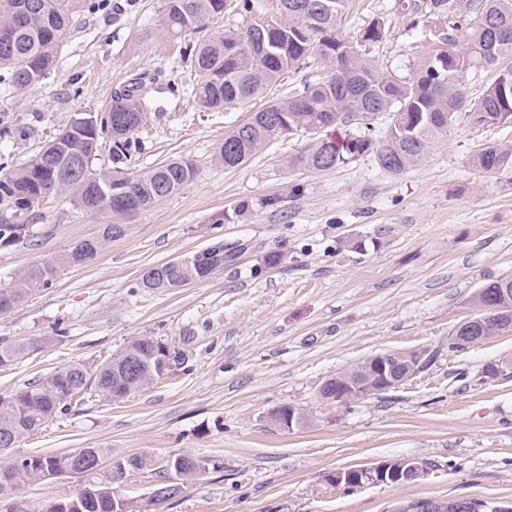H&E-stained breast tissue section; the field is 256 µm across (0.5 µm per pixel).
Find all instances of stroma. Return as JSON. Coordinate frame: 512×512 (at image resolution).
Returning <instances> with one entry per match:
<instances>
[{
    "label": "stroma",
    "mask_w": 512,
    "mask_h": 512,
    "mask_svg": "<svg viewBox=\"0 0 512 512\" xmlns=\"http://www.w3.org/2000/svg\"><path fill=\"white\" fill-rule=\"evenodd\" d=\"M277 14V0H254L251 12L227 8L196 37ZM162 16V0H107L104 10L74 16L47 80L24 89L0 80V152L14 165L77 114L103 112L116 88L139 77L148 110L133 134L140 151L129 172L177 158L196 166L179 191L124 217L126 234L95 259L0 314V341H44L0 367V398L72 364L96 368L137 336L178 348L186 361L129 398L94 394L73 403L0 450V465L98 446L160 463L178 452L220 459L161 504L150 499L153 477L127 473L117 490L138 512H399L414 500L458 497L511 503L512 379L486 382L481 372L512 357V333L463 351L449 350L448 338L475 313L480 288L512 275V182L474 163L484 146L512 145V122L479 129L458 114L451 137L399 175L371 156L322 172L289 167L311 144L300 132L227 169L214 160L225 132L264 103L303 94L328 69L311 56L261 98L204 112L182 43L163 36ZM428 16L429 0H348L338 31L351 39L384 20L388 33L368 57L404 82L434 45L421 25ZM271 196L277 206H265ZM20 221L33 237L0 247L2 286L116 218L52 195ZM218 241L236 255L223 270L176 290L140 287L149 268ZM272 252L281 256L274 266L265 261ZM418 348L438 356L413 380L347 403L321 399L320 385L339 369ZM284 405L307 422L290 430L273 423ZM398 458L429 470L406 485L347 489L329 481Z\"/></svg>",
    "instance_id": "35a3bbf8"
}]
</instances>
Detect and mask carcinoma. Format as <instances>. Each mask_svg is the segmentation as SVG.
Returning <instances> with one entry per match:
<instances>
[{
    "instance_id": "obj_1",
    "label": "carcinoma",
    "mask_w": 512,
    "mask_h": 512,
    "mask_svg": "<svg viewBox=\"0 0 512 512\" xmlns=\"http://www.w3.org/2000/svg\"><path fill=\"white\" fill-rule=\"evenodd\" d=\"M106 0H0V72L7 73L17 88L29 87L48 78L58 49L62 46L73 14L82 8L95 12ZM227 0H163L162 29L165 35L181 37L198 30L203 21L224 11ZM347 0H279L280 17L243 32H230L187 47L184 62L193 69L196 98L203 110H221L230 104H245L262 94L283 72L300 67L306 58L319 55L329 68L327 77L309 86L302 95L273 102L249 115L247 120L224 134L214 160L227 169L236 168L262 150L282 130L269 120L272 114L288 118L291 132L313 136L310 149L288 161L291 167L326 171L372 155L378 165L401 174L424 159L433 145L451 133L448 116L463 112L476 117L477 127H495L512 120V91L503 93L500 76L512 68V0H466L465 10L455 0H431L433 15L440 18L434 37L444 48L422 63L410 82L399 83L379 71L368 59L365 47L381 41L385 23L376 20L358 38L339 35L337 23ZM494 20L507 36L494 38L484 27ZM495 72L494 80L476 99L463 92L465 77L478 70ZM141 83L135 81L112 95L107 107L108 122L99 126L72 120L21 168L0 153V244L30 240V225L16 222L14 209H28L53 194H69L87 211L105 209L100 204L99 186L112 181L121 191L131 193L113 200L117 216L149 209L158 200L179 191L191 181L196 168L188 159L167 161L142 175H131L120 164L138 152V142L127 129L139 128ZM382 112L390 115L384 139L366 134H345L338 140L331 130L366 121ZM129 128H123V125ZM110 141L112 162L117 168L98 171L93 160L104 141ZM85 166L78 179H62L61 168L69 162ZM480 169L501 177L512 176V145L492 144L474 158ZM72 266L70 253L27 267L19 281L0 287V297L15 304L52 285L62 271ZM512 291V276L485 286L480 299L493 302L499 289ZM40 341L0 343V367L12 365L39 350ZM161 342L140 336L126 348L128 357L120 363L107 360L96 369L85 393L115 394L120 399L141 391L131 382L127 367L146 375L147 363ZM82 364L54 371L6 398H0V435L18 442L39 433L58 414L68 410L75 392L66 381L78 374ZM63 454L29 455L0 466V499L17 497L25 486L41 483V477L60 469ZM125 467L145 471L160 480L164 466L150 456L122 459ZM216 467L211 459L188 456L184 460L182 484H189ZM84 486L96 496L76 508L79 496L50 498L38 512H113L115 484L112 469L84 474Z\"/></svg>"
}]
</instances>
